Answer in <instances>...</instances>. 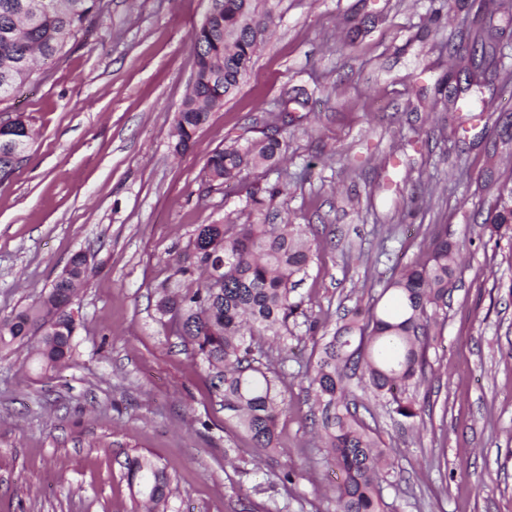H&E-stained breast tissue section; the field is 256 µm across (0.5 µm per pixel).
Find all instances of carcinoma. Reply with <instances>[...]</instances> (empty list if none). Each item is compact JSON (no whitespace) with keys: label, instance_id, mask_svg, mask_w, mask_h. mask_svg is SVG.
I'll return each instance as SVG.
<instances>
[{"label":"carcinoma","instance_id":"carcinoma-1","mask_svg":"<svg viewBox=\"0 0 512 512\" xmlns=\"http://www.w3.org/2000/svg\"><path fill=\"white\" fill-rule=\"evenodd\" d=\"M216 14L191 38L195 76L176 120V149L185 151L210 119V103L236 91L248 75L271 21L260 0H214ZM102 12L101 0H0V101L27 86L39 62L60 57L67 44ZM493 31L474 38L471 61L496 54ZM21 118L0 126V178L14 173L15 158L33 142ZM287 143L274 135L242 146L232 143L207 161L209 179L220 185L239 181L249 170L274 165ZM490 233L512 225V206H496L485 219ZM312 243L299 224H202L192 248L178 261L176 279L158 291L157 310L179 321L182 344L207 367L224 409L253 442L269 453L277 448V425L285 411L280 377L253 356L259 339L281 340L300 304L292 293L307 273ZM454 245L442 226L423 258L401 268L389 281L399 307L389 312L373 303L348 311V320L313 351L303 378L320 413L322 447L342 473L337 512H385L382 485L392 449L347 400L346 384L356 378L380 396H390L394 411L406 418L423 408L405 397L424 380L425 353L442 335L440 317L455 287ZM52 288L39 300L0 320V349L28 346L43 373L57 372L74 360V326L57 316L79 296L89 273L86 255L75 254ZM128 484L136 487L137 512H168L166 473L145 454L126 459Z\"/></svg>","mask_w":512,"mask_h":512}]
</instances>
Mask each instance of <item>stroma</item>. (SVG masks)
Wrapping results in <instances>:
<instances>
[{
    "mask_svg": "<svg viewBox=\"0 0 512 512\" xmlns=\"http://www.w3.org/2000/svg\"><path fill=\"white\" fill-rule=\"evenodd\" d=\"M102 2L103 24L0 103V123L22 116L39 133L0 180V318L45 294L74 253L92 270L69 367L45 375L27 347L0 350V512H132L123 464L137 453L164 467L173 512H336L341 473L301 366L442 224L461 262L426 380L407 392L422 416L350 391L395 450L387 512H512V233L483 229L512 190V12L492 0H269L252 69L179 154L172 131L208 0ZM490 22L497 72L453 96L456 49ZM274 131L284 162L210 181L215 150ZM273 185L285 192L268 212L307 229L313 258L294 293L306 318L269 353L287 410L261 458L156 301L199 225L260 221L247 194Z\"/></svg>",
    "mask_w": 512,
    "mask_h": 512,
    "instance_id": "1",
    "label": "stroma"
}]
</instances>
